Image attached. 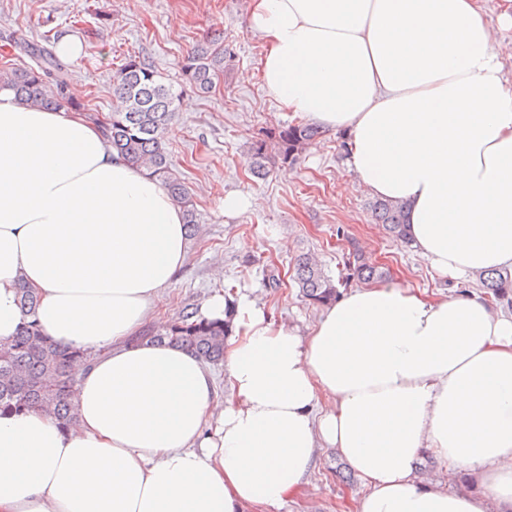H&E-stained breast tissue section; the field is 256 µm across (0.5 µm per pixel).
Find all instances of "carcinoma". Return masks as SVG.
Segmentation results:
<instances>
[{"instance_id": "obj_1", "label": "carcinoma", "mask_w": 512, "mask_h": 512, "mask_svg": "<svg viewBox=\"0 0 512 512\" xmlns=\"http://www.w3.org/2000/svg\"><path fill=\"white\" fill-rule=\"evenodd\" d=\"M21 51L33 58L36 66L0 68V90H9L33 106L87 111L67 97L71 74L51 49L27 43ZM180 69L198 92L211 93L216 81L224 75V44L217 37L200 41L182 58ZM112 93L111 112L103 117L91 115L89 119L100 122L113 150L145 167L165 184L172 199L183 208L189 234H194L197 220L194 200L185 183L172 172L166 151L167 135L175 117L172 89L156 78L145 61L130 56L112 74ZM318 135V128L298 123L274 129L267 139L275 142L278 160L286 164L296 160L304 146ZM269 162L266 139L253 143L252 174L265 178ZM371 213L389 237L411 242L406 203L377 198L371 204ZM382 277L379 267L355 254L346 265L343 281L369 283ZM294 280L303 297L315 305H326L339 297L332 279L308 255L297 259ZM475 284L489 303L512 309L511 271L479 272ZM37 303L34 292L19 288L20 308L31 320L24 322L14 336L0 340V412L41 411L62 426L73 427L78 413L70 368L87 362L89 355L47 339L38 322L32 319ZM234 308V303H228L225 318L219 320L201 317L196 308L187 305L176 319L142 330L134 340L180 347L206 362L218 363L224 360V340L232 332Z\"/></svg>"}]
</instances>
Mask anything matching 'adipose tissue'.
<instances>
[{
  "label": "adipose tissue",
  "mask_w": 512,
  "mask_h": 512,
  "mask_svg": "<svg viewBox=\"0 0 512 512\" xmlns=\"http://www.w3.org/2000/svg\"><path fill=\"white\" fill-rule=\"evenodd\" d=\"M249 23L264 85L347 133L358 185L409 204L432 269L512 270V81L476 0H251ZM188 251L164 183L97 124L0 91V338L25 286L44 334L91 354L76 426L0 416V512H281L321 446L361 477L359 512L512 506V315L382 283L304 332L241 300L221 400L201 358L129 342ZM430 453L484 494L422 485Z\"/></svg>",
  "instance_id": "ef3b65f1"
}]
</instances>
